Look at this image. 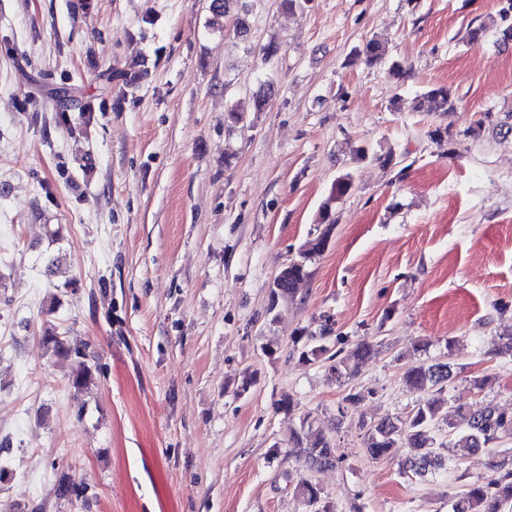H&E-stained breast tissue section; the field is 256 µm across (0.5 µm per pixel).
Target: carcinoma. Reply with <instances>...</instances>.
<instances>
[{
	"label": "carcinoma",
	"mask_w": 512,
	"mask_h": 512,
	"mask_svg": "<svg viewBox=\"0 0 512 512\" xmlns=\"http://www.w3.org/2000/svg\"><path fill=\"white\" fill-rule=\"evenodd\" d=\"M238 2L240 0H211L209 10L212 18L209 26L213 28L219 24L231 6ZM500 19V40L512 41V0H503ZM384 56L383 44L375 39L367 41L357 52V57L367 65L382 61ZM453 105L454 96L445 86L431 89L418 99V108L428 112L446 110ZM351 187V176L348 174L336 180L330 200L323 204L319 213L318 223L324 225V228L316 237L308 240V248L302 260L291 262L280 271L276 286L270 289L269 310H274L279 300L293 296L296 285L307 276L305 260L325 250L336 224L331 213V201L346 195ZM294 343L302 344L300 358L306 363H313L329 355V360L333 361L330 371L338 380L355 377L363 362L374 351L373 344L362 341L348 350L342 348L332 354L325 336L318 337L304 330L294 337ZM450 376V365L446 363L419 362L409 366L404 371L403 380L414 392L421 394V398L404 417H386L362 423L365 429V455L380 460L394 448H411L413 455L404 464V474L424 477L428 472L445 466V459L435 447L434 432L440 421L446 424L448 444L463 452L485 448L505 437H512V413L508 414L492 403L476 412L450 404L445 399ZM92 377L93 371L88 363L84 360L76 361L72 386L81 389ZM291 439L314 467L333 466L340 461L336 446L323 434L312 432L306 420L301 422L300 430L294 432ZM298 495L307 512H335L334 506L315 485L304 486L298 490ZM451 512H512V454L505 453L493 463V475L490 478L468 484L451 502Z\"/></svg>",
	"instance_id": "1"
}]
</instances>
